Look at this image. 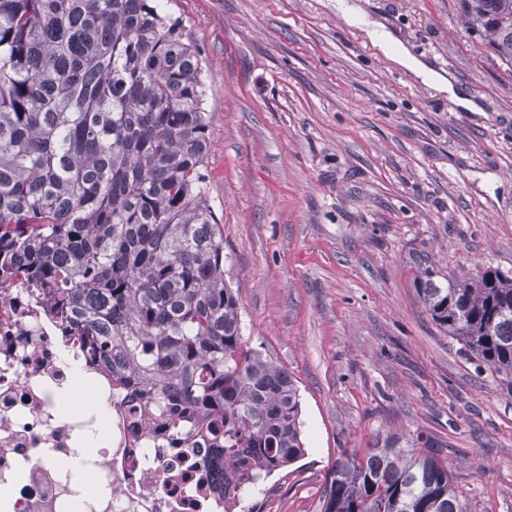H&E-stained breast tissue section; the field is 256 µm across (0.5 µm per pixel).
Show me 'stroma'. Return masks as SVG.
Returning a JSON list of instances; mask_svg holds the SVG:
<instances>
[{"mask_svg":"<svg viewBox=\"0 0 512 512\" xmlns=\"http://www.w3.org/2000/svg\"><path fill=\"white\" fill-rule=\"evenodd\" d=\"M158 2L203 60L242 334L300 394L307 453L251 491L258 512H320L334 463L388 433L435 440L469 512H512V390L416 291L423 257L512 272V67L458 0ZM371 23L452 92L386 57Z\"/></svg>","mask_w":512,"mask_h":512,"instance_id":"35a3bbf8","label":"stroma"}]
</instances>
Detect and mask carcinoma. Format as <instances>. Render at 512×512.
Listing matches in <instances>:
<instances>
[{
  "label": "carcinoma",
  "mask_w": 512,
  "mask_h": 512,
  "mask_svg": "<svg viewBox=\"0 0 512 512\" xmlns=\"http://www.w3.org/2000/svg\"><path fill=\"white\" fill-rule=\"evenodd\" d=\"M512 66V0H459ZM200 54L155 0H0V289L35 288L173 440L243 491L302 458L298 386L242 336L203 167ZM433 321L512 388V274L426 268ZM429 438H376L321 512H467Z\"/></svg>",
  "instance_id": "carcinoma-1"
}]
</instances>
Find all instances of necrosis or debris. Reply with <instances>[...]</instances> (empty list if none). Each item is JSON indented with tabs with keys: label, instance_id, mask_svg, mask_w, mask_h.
<instances>
[{
	"label": "necrosis or debris",
	"instance_id": "necrosis-or-debris-1",
	"mask_svg": "<svg viewBox=\"0 0 512 512\" xmlns=\"http://www.w3.org/2000/svg\"><path fill=\"white\" fill-rule=\"evenodd\" d=\"M76 365L110 407L92 462L107 495H81L62 467L100 424L93 409L58 408ZM223 472L207 436L168 447L140 394H113L111 370L88 361L83 337L66 335L34 289L0 290V512H224L234 491Z\"/></svg>",
	"mask_w": 512,
	"mask_h": 512
}]
</instances>
